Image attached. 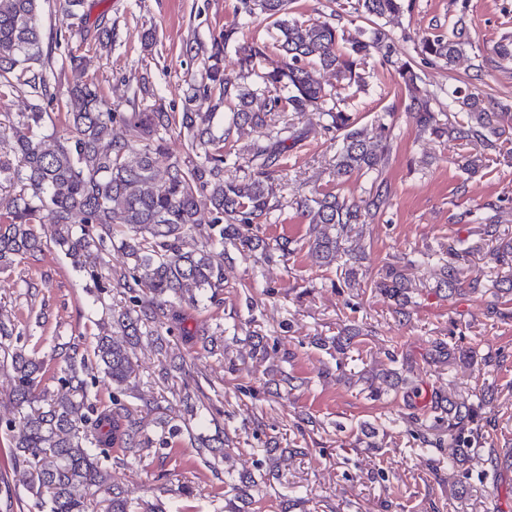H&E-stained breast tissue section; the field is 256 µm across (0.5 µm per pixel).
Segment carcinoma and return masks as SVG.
Masks as SVG:
<instances>
[{
  "mask_svg": "<svg viewBox=\"0 0 512 512\" xmlns=\"http://www.w3.org/2000/svg\"><path fill=\"white\" fill-rule=\"evenodd\" d=\"M291 3L237 0V11L268 22L272 43L255 39L241 45L237 28L224 29L222 41L202 58L201 82L190 85L180 112L168 111L158 100L138 107L144 86L133 93L132 111H111L99 85L85 76L83 56L69 52L71 124L63 134L46 135L49 108L60 101V91L51 88L45 62L69 34L83 30L69 27L46 38L42 0H0V100L23 87L32 96L28 111L0 112V141L8 142V148L0 147V274L10 275L23 260L39 262L54 248L70 259L86 287L113 288L125 300L122 309L110 311L112 329L123 340L99 334L93 349L97 368L112 383L108 405L91 399L99 380L86 376L85 356L68 353L65 365L53 371L36 352L14 345L26 332L0 319V368L12 372L14 405L13 416L0 417V438L38 512H94L99 501L104 512H163L125 498L103 465L116 450L136 454L156 444L166 449L181 432L166 420L154 439L122 403L133 371L130 347L148 336L161 349L165 336L185 334L172 300L198 307L200 297L209 292L214 298L224 288V267L212 261V251L230 244L259 250L267 260L272 249L283 258L292 252L287 238L271 248L259 236L260 226L271 223L280 208L274 173L289 146L299 142L293 127L276 124V115L318 116L337 145L336 183L354 174L381 173L391 134L387 115L378 117L380 139L372 144L354 104L374 78L368 66L376 57L410 93L409 108L421 130L482 147L478 155L461 157L462 168L475 171L493 154L512 157L504 138L512 130L511 104L464 82L448 91V111L463 113L465 121L442 127L437 97L418 86L420 76L400 49L399 43L412 41L423 63L452 68L472 46L465 16L446 34L437 22L413 37L397 36L383 20L412 10L414 0H336L328 17L308 21L291 17ZM346 16L368 25L348 35L339 25ZM231 47L241 54L235 75L222 65L224 50ZM322 70L334 71L336 83H323ZM199 99L214 102L212 110L195 109ZM221 106L225 111L219 113ZM116 122L130 136L112 137ZM245 126L258 138L241 146L234 132ZM173 133L183 140L184 152L170 151ZM163 156L167 164L161 171L157 160ZM384 204L379 187L359 199L318 189L301 198L307 243L321 265L339 262L346 281L355 282L360 257L343 247L344 236L352 226L374 221ZM203 211L206 221L200 219ZM46 224L55 227L50 238L43 232ZM483 234L497 242L490 251L495 263L512 262V242L499 238L498 225H485ZM116 243L128 264L114 277L104 270ZM438 261V287L448 295L482 288L479 279L464 276L453 246L439 249ZM373 288L395 303L396 313L409 316L415 286L398 266H386ZM431 413V427L448 428V465L463 466L481 451L485 417L480 406L452 390L437 391Z\"/></svg>",
  "mask_w": 512,
  "mask_h": 512,
  "instance_id": "1",
  "label": "carcinoma"
}]
</instances>
